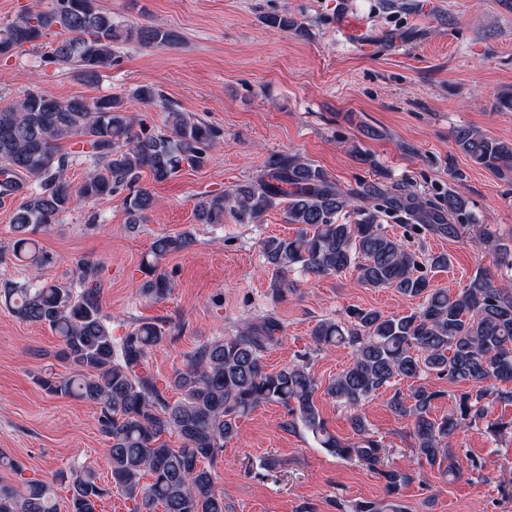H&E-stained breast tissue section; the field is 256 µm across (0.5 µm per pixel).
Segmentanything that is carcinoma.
<instances>
[{
	"instance_id": "carcinoma-1",
	"label": "carcinoma",
	"mask_w": 512,
	"mask_h": 512,
	"mask_svg": "<svg viewBox=\"0 0 512 512\" xmlns=\"http://www.w3.org/2000/svg\"><path fill=\"white\" fill-rule=\"evenodd\" d=\"M51 34L59 39L41 62L74 69L92 84L117 63L125 43L167 48L179 41L176 32L162 26H126L98 0H46L41 10L0 20V58ZM130 97L144 104L164 101L152 84L137 86L128 97L110 94L92 103L60 99L33 86L0 106V205L16 202L15 256L24 255L37 267L54 263L32 235L61 223L79 199L107 202L123 192L130 216L143 217L156 197L140 184L142 174L163 183L185 167L200 168L224 136L223 129L193 120L172 104L164 105L161 128L136 132L127 113ZM73 138L88 145L79 156L91 168L77 188L65 178L79 157L64 151V142ZM454 139L475 163L499 173L512 170V143L467 128L456 131ZM282 202L286 221L297 225V232L262 242L275 297L292 290L295 274L321 278L355 270L364 286L421 298L407 315L353 307L344 322L325 319L314 326L315 349L351 351V363L328 383L327 394L357 410L380 390L424 373L459 386L448 414L439 418L430 411L444 395L441 390L414 385L410 394L398 389L390 399L396 414L411 419L412 460L443 474L459 472L452 442L466 428L480 422L495 436L512 434V422L490 418L494 402L512 399V390L501 388L512 385V281L499 284L480 270L454 295L434 288L427 269L448 266L450 255L413 250L390 236L380 221L383 213L401 215L409 238L428 233L457 238L466 228L465 201L450 193L437 202L378 184L343 190L321 168L296 156H279L256 180L201 198L195 215L202 224L221 225L227 215L239 224H254ZM349 210L358 214L356 223H338L339 214ZM490 240L499 268L512 272V233L497 237L484 227L475 236L477 244ZM190 243L187 235L157 237L141 260L145 281L140 292L155 300L170 294L172 282L161 270L162 260ZM75 267L77 278L68 284L3 280L0 299L19 319L44 325L59 337L56 357L70 372L50 373L40 385L50 394L97 405L98 429L108 442L110 484L126 499L146 512L157 505L163 512H228L204 463L224 451V443L238 436L240 422L255 409L277 403L286 410L288 428L308 432L330 454L358 461L384 479L388 500L361 501L354 512H405L399 492L414 480L413 471L384 466L382 444L370 436L359 414L353 422L356 442L329 431L317 407L318 383L308 370V353L295 364L266 370L265 353L278 342L275 333L281 329L276 318L248 323L233 336L198 347L170 382L182 394L172 404L149 366L152 350L171 329L143 321L122 336L112 335V318L102 311L101 264L78 258ZM168 433L178 434L182 446L170 447L163 439ZM57 479L68 483V512H100L109 489L98 484L95 473L60 472ZM0 512H58V507L48 483L26 479L19 486L0 484Z\"/></svg>"
}]
</instances>
